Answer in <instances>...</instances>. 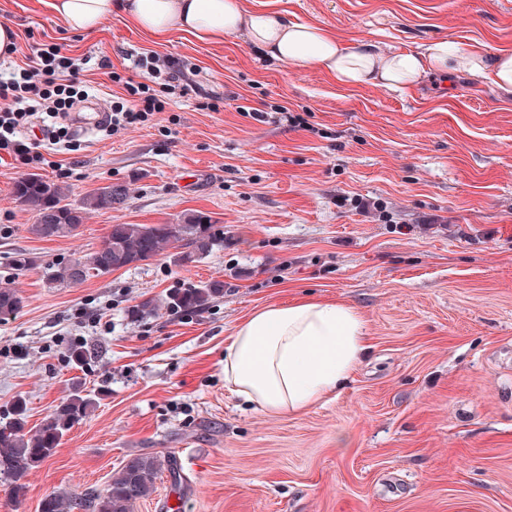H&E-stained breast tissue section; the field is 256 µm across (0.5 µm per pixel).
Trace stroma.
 Here are the masks:
<instances>
[{
	"mask_svg": "<svg viewBox=\"0 0 512 512\" xmlns=\"http://www.w3.org/2000/svg\"><path fill=\"white\" fill-rule=\"evenodd\" d=\"M330 30L343 43L418 52L453 40L512 50V0H243ZM21 63L38 44L175 61L188 95L144 126L75 133L57 177L0 156V284L24 299L0 321V423L17 398L37 428L81 376L97 406L0 512H39L51 493L103 490L121 465L173 458L132 512H512V91L467 73L393 91L268 59L244 34L157 39L114 10L72 33L41 0H0ZM300 116L292 126L287 115ZM61 179L69 202L121 183L123 207L79 235L29 233L11 195L27 173ZM210 215L224 244L198 263L164 254L51 288L46 274L96 249L114 224ZM26 256L30 266L17 270ZM219 281L205 308L133 323L129 307ZM339 302L371 350L331 399L292 415L254 409L224 386V345L255 311ZM92 356L81 366L72 345Z\"/></svg>",
	"mask_w": 512,
	"mask_h": 512,
	"instance_id": "1",
	"label": "stroma"
}]
</instances>
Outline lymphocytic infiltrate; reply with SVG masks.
<instances>
[{
  "label": "lymphocytic infiltrate",
  "mask_w": 512,
  "mask_h": 512,
  "mask_svg": "<svg viewBox=\"0 0 512 512\" xmlns=\"http://www.w3.org/2000/svg\"><path fill=\"white\" fill-rule=\"evenodd\" d=\"M105 68V61L91 62L90 58H75L63 53L61 46L35 49L33 57L22 65H14L12 71L0 76V151L16 156L32 157L39 164L48 163L42 152H30L20 143L17 135L27 128L35 113H42L49 121L54 145L67 146L72 141L70 127L60 120L75 104L89 98L91 88L84 85L81 74L90 65ZM132 71H143L147 82L127 79L123 84L124 98L117 101L109 116L112 131L128 129L150 121L155 113L165 111L166 99L151 93L153 82H162L169 92L187 95V85L178 82L173 62L165 57L133 55L129 58Z\"/></svg>",
  "instance_id": "obj_1"
}]
</instances>
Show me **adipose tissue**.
<instances>
[{"label":"adipose tissue","mask_w":512,"mask_h":512,"mask_svg":"<svg viewBox=\"0 0 512 512\" xmlns=\"http://www.w3.org/2000/svg\"><path fill=\"white\" fill-rule=\"evenodd\" d=\"M73 33L102 28L121 8L140 31L175 32L207 44L245 33L266 56L295 69L326 70L347 85L399 90L432 76L468 72L512 91V53L489 54L443 39L421 53L374 51L343 44L325 28L245 9L241 0H47ZM370 348L359 314L341 303L298 301L255 311L224 347V385L268 414L299 413L326 401L350 378Z\"/></svg>","instance_id":"obj_1"}]
</instances>
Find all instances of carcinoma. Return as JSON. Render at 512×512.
<instances>
[{
  "instance_id": "carcinoma-1",
  "label": "carcinoma",
  "mask_w": 512,
  "mask_h": 512,
  "mask_svg": "<svg viewBox=\"0 0 512 512\" xmlns=\"http://www.w3.org/2000/svg\"><path fill=\"white\" fill-rule=\"evenodd\" d=\"M68 190L37 173L22 176L12 188L15 202L34 213L29 232L38 239L69 238L88 215L107 212L125 204L127 187L109 183L85 194L78 203L66 202ZM224 243L211 217L202 212L186 213L179 224H114L99 247L62 263L46 277L55 287H71L91 277L149 261L168 248L176 250L174 262H199L213 247ZM224 294L218 284L186 288L164 299H147L128 310L133 321L143 319L162 307L194 310ZM23 307V297L10 287H0V320H7ZM96 405V398L78 380L35 430L26 428V403L19 398L12 405V418L0 426V482L16 496L24 495L29 471L51 457L63 437ZM162 469L153 454L129 459L105 489L85 496L53 493L40 503V512H131L136 501L148 497Z\"/></svg>"
}]
</instances>
